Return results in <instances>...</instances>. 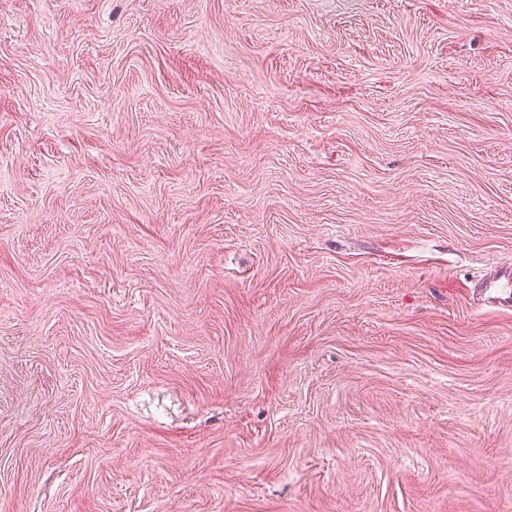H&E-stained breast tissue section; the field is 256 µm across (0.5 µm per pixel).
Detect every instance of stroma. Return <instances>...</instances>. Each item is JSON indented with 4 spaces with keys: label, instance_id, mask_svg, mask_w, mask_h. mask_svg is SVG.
<instances>
[{
    "label": "stroma",
    "instance_id": "35a3bbf8",
    "mask_svg": "<svg viewBox=\"0 0 512 512\" xmlns=\"http://www.w3.org/2000/svg\"><path fill=\"white\" fill-rule=\"evenodd\" d=\"M512 0H0V512H512ZM512 277L509 275H501L488 280L484 288H488L490 298L494 300V303H498L502 306H511L512 302Z\"/></svg>",
    "mask_w": 512,
    "mask_h": 512
}]
</instances>
